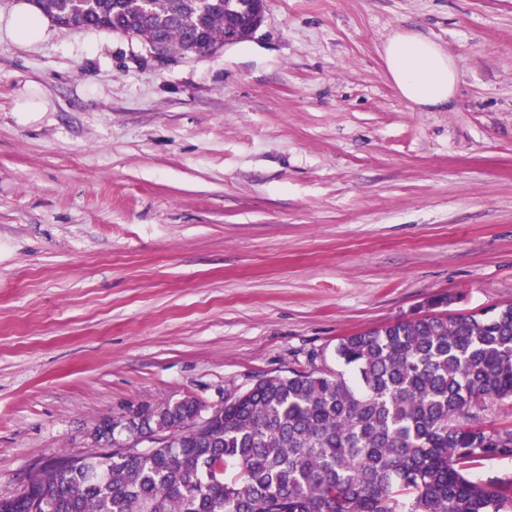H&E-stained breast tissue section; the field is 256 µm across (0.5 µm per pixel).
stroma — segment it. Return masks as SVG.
Segmentation results:
<instances>
[{
	"mask_svg": "<svg viewBox=\"0 0 512 512\" xmlns=\"http://www.w3.org/2000/svg\"><path fill=\"white\" fill-rule=\"evenodd\" d=\"M0 495L143 404L336 369L342 336L512 303V0H266L253 38L154 57L4 28ZM422 33L448 109L391 81ZM45 111H16L22 98ZM383 59L404 99L422 109H448L458 71L439 44L418 32L399 31L385 43Z\"/></svg>",
	"mask_w": 512,
	"mask_h": 512,
	"instance_id": "1",
	"label": "stroma"
}]
</instances>
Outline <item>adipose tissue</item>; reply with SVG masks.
I'll return each instance as SVG.
<instances>
[{"label": "adipose tissue", "mask_w": 512, "mask_h": 512, "mask_svg": "<svg viewBox=\"0 0 512 512\" xmlns=\"http://www.w3.org/2000/svg\"><path fill=\"white\" fill-rule=\"evenodd\" d=\"M386 69L400 95L422 109H445L458 80L457 64L436 42L413 31L396 32L383 47Z\"/></svg>", "instance_id": "obj_1"}]
</instances>
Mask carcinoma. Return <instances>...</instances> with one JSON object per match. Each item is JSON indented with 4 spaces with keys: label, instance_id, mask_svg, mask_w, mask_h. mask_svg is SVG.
<instances>
[{
    "label": "carcinoma",
    "instance_id": "carcinoma-1",
    "mask_svg": "<svg viewBox=\"0 0 512 512\" xmlns=\"http://www.w3.org/2000/svg\"><path fill=\"white\" fill-rule=\"evenodd\" d=\"M68 29H103L170 54L224 43L255 0H29ZM433 310L339 339V371L268 376L224 401L203 434L91 457L33 478L39 512H512V481L470 471L512 456L486 424L512 400V304L486 319ZM184 400L137 411L142 434L179 433ZM234 472L228 476V472Z\"/></svg>",
    "mask_w": 512,
    "mask_h": 512
}]
</instances>
